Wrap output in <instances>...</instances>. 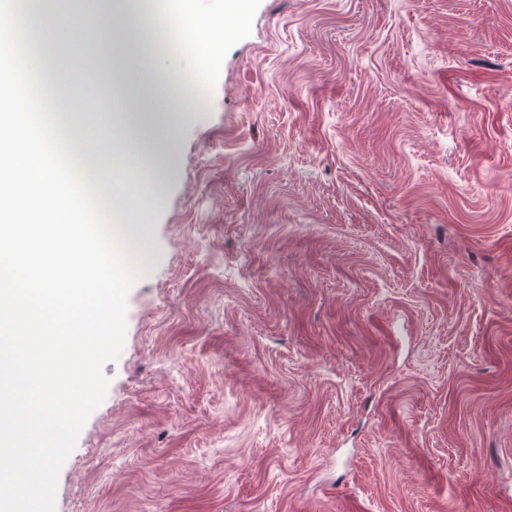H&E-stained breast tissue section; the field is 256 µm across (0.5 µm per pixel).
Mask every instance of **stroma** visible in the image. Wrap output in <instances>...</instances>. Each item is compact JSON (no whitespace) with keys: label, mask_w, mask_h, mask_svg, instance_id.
Returning a JSON list of instances; mask_svg holds the SVG:
<instances>
[{"label":"stroma","mask_w":512,"mask_h":512,"mask_svg":"<svg viewBox=\"0 0 512 512\" xmlns=\"http://www.w3.org/2000/svg\"><path fill=\"white\" fill-rule=\"evenodd\" d=\"M175 5L217 58L146 49L148 0L33 21L55 70L96 45L148 227L56 512H512V0ZM169 82L172 87V92L166 97V104L170 115L177 118L182 116L183 112H186L184 107L186 100L199 96V93L194 88L186 90L184 87L182 89L181 82L176 73L169 78Z\"/></svg>","instance_id":"stroma-1"}]
</instances>
